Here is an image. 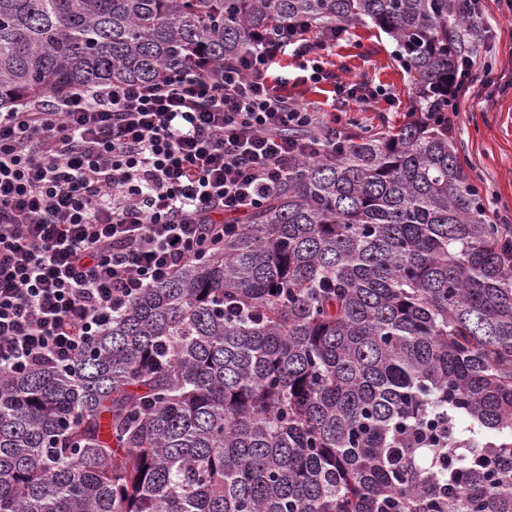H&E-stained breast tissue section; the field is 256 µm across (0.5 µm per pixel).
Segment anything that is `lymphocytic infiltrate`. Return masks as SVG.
Here are the masks:
<instances>
[{"label": "lymphocytic infiltrate", "instance_id": "lymphocytic-infiltrate-1", "mask_svg": "<svg viewBox=\"0 0 512 512\" xmlns=\"http://www.w3.org/2000/svg\"><path fill=\"white\" fill-rule=\"evenodd\" d=\"M307 21L223 73L77 86L0 112V368L67 365L142 290L224 246L326 144L331 112L288 91V58L341 39Z\"/></svg>", "mask_w": 512, "mask_h": 512}]
</instances>
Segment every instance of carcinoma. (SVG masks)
<instances>
[{
  "instance_id": "obj_1",
  "label": "carcinoma",
  "mask_w": 512,
  "mask_h": 512,
  "mask_svg": "<svg viewBox=\"0 0 512 512\" xmlns=\"http://www.w3.org/2000/svg\"><path fill=\"white\" fill-rule=\"evenodd\" d=\"M371 24L404 124L346 133L68 367L0 370V512H512V225L448 132L456 0H0V112Z\"/></svg>"
}]
</instances>
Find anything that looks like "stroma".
<instances>
[{"instance_id":"obj_1","label":"stroma","mask_w":512,"mask_h":512,"mask_svg":"<svg viewBox=\"0 0 512 512\" xmlns=\"http://www.w3.org/2000/svg\"><path fill=\"white\" fill-rule=\"evenodd\" d=\"M489 16L486 33L470 39L459 28L463 48L477 67L493 72L512 69V0H483ZM392 40L379 29L356 24L348 28L336 47L322 51L324 69L346 82H365L386 88L393 101L377 99L361 108L351 101L329 104L321 86L301 82L291 95L321 111H336L342 127L357 124L359 130L380 132L404 123L409 112L410 83L395 60ZM452 137L467 172L479 179L483 203L496 223L512 225V87L500 89L473 82L454 116Z\"/></svg>"}]
</instances>
